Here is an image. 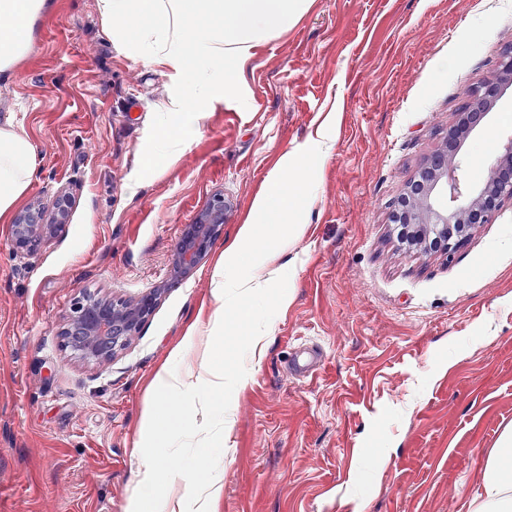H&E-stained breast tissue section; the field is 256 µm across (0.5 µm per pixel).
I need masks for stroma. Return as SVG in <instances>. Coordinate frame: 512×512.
Segmentation results:
<instances>
[{
  "mask_svg": "<svg viewBox=\"0 0 512 512\" xmlns=\"http://www.w3.org/2000/svg\"><path fill=\"white\" fill-rule=\"evenodd\" d=\"M509 44L512 0H312L256 44L244 99L214 104L156 174L143 163L170 70L115 45L96 0H55L0 97V121L14 116L40 158L27 200L72 198L36 258L5 248L0 223V512H128L148 382L208 300L223 240L108 365L65 352L62 319L83 292L129 298L168 280L214 195L234 236L304 146L310 169L284 182L315 186L308 233L284 257L294 299L278 313L257 303L273 318L217 457L219 512H469L512 425V205L449 259L401 245L389 216ZM510 140L512 86L462 142L460 180L480 186ZM302 347L324 358L307 379L288 372Z\"/></svg>",
  "mask_w": 512,
  "mask_h": 512,
  "instance_id": "1",
  "label": "stroma"
}]
</instances>
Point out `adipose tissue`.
<instances>
[{
    "label": "adipose tissue",
    "instance_id": "adipose-tissue-1",
    "mask_svg": "<svg viewBox=\"0 0 512 512\" xmlns=\"http://www.w3.org/2000/svg\"><path fill=\"white\" fill-rule=\"evenodd\" d=\"M310 0H97L109 35L126 50L165 63L177 91L166 107L170 124L159 146L173 160L199 129L215 102L243 99L239 81L260 40L288 30ZM52 0H0V76L14 75L31 49L36 25ZM300 152L283 157L255 196L237 235L225 242L210 273L211 306L201 307L181 343L150 383L140 420L133 512H215L223 476L213 468V451L227 443L234 423L232 399L248 383V365L266 349L265 332L250 333L239 345L241 364H224V314L257 322L255 302L273 297L277 310L292 301L281 289L282 261L308 231L290 223L299 209L297 194L284 191L281 174L308 166ZM38 169L36 149L13 119L0 123V223H10ZM193 357H186V350ZM194 449V471L202 481L188 487V471L169 465L170 457ZM469 512H512V426L489 450L481 489Z\"/></svg>",
    "mask_w": 512,
    "mask_h": 512
}]
</instances>
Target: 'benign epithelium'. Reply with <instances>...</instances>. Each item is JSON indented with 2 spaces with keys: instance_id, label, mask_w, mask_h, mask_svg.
Listing matches in <instances>:
<instances>
[{
  "instance_id": "7a95c632",
  "label": "benign epithelium",
  "mask_w": 512,
  "mask_h": 512,
  "mask_svg": "<svg viewBox=\"0 0 512 512\" xmlns=\"http://www.w3.org/2000/svg\"><path fill=\"white\" fill-rule=\"evenodd\" d=\"M458 152L443 144L427 161L420 174L408 183L395 202L390 223H405L415 229V249L424 255L451 256L462 232L453 233L452 225L464 224L472 213H479L480 223H491L502 204L512 198V140L503 148L497 164L478 189L462 188L456 171ZM72 201L60 193L54 199L52 216L42 204L32 202L19 211L10 226L6 246L13 255L29 259L50 246L69 223ZM224 196L215 195L185 225L179 243L170 256V269L177 276H187L208 255L224 231ZM163 283L130 299L82 294L72 301L64 316L60 336L70 355L87 365H102L124 349L140 332L147 317L165 293Z\"/></svg>"
}]
</instances>
